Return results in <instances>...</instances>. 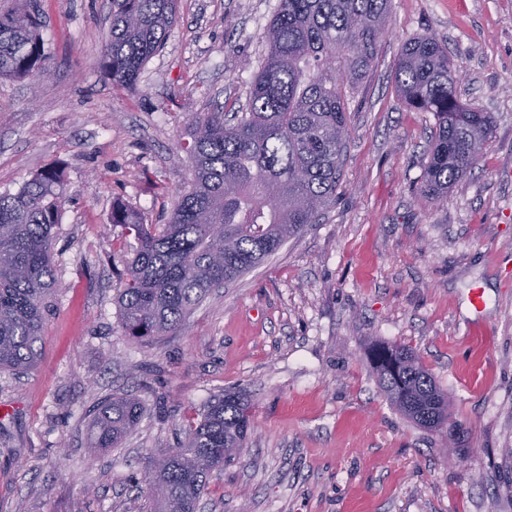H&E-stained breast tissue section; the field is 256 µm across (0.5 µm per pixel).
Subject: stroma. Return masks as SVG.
I'll return each instance as SVG.
<instances>
[{
  "label": "stroma",
  "instance_id": "1",
  "mask_svg": "<svg viewBox=\"0 0 512 512\" xmlns=\"http://www.w3.org/2000/svg\"><path fill=\"white\" fill-rule=\"evenodd\" d=\"M277 5L178 0L163 49L121 87L100 64L111 0H42L51 73L0 78V192L59 167L66 201L38 362L0 371V512H142L146 459L227 391L251 401L254 426L199 512H512V0H391L377 61L347 92L335 205L215 289L186 331L148 347L122 332L133 242L109 224L112 202L168 221L192 182V120L245 111ZM422 36L447 47L462 102L495 118L442 200L421 192L434 119L393 82L403 44ZM376 343L415 352L450 397L447 427L420 428L385 400ZM125 393L145 417L89 455L90 410Z\"/></svg>",
  "mask_w": 512,
  "mask_h": 512
}]
</instances>
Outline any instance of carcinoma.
<instances>
[{
    "mask_svg": "<svg viewBox=\"0 0 512 512\" xmlns=\"http://www.w3.org/2000/svg\"><path fill=\"white\" fill-rule=\"evenodd\" d=\"M0 11V76L41 78L50 56L40 0ZM176 0H112L102 67L133 83L165 45ZM390 0H279L266 27L267 54L248 90L247 112L230 123L209 112L191 124L193 184L166 224H145L122 203L109 222L135 240L117 297L125 334L150 345L180 331L215 288L234 282L277 252L336 201L347 148L346 88L375 64ZM448 49L433 37L402 48L393 80L404 102L435 124L422 192L433 199L466 178L482 156L494 117L464 105ZM64 204V173L47 168L18 191L0 193V369L26 371L52 306L53 230ZM371 363L396 409L427 429L448 422V395L413 351L377 345ZM145 405L131 395L96 406L90 453L119 447ZM250 404L228 392L203 408L186 443L148 461L147 512H195L210 473L243 448Z\"/></svg>",
    "mask_w": 512,
    "mask_h": 512,
    "instance_id": "cac0c4a2",
    "label": "carcinoma"
}]
</instances>
